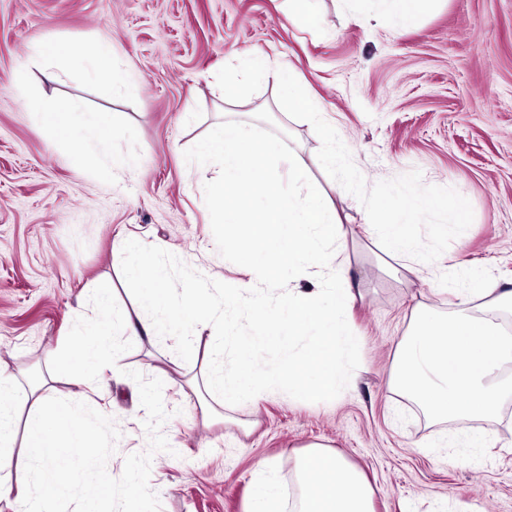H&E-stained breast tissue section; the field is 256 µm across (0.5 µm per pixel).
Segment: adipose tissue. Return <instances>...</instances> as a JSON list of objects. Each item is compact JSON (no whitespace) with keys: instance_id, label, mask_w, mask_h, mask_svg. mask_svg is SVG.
<instances>
[{"instance_id":"1","label":"adipose tissue","mask_w":512,"mask_h":512,"mask_svg":"<svg viewBox=\"0 0 512 512\" xmlns=\"http://www.w3.org/2000/svg\"><path fill=\"white\" fill-rule=\"evenodd\" d=\"M53 128L78 131L83 139L103 136L112 126L106 112H84L72 101L48 106ZM471 291L459 296V309L448 323L422 312L403 342L391 385L411 393L436 417L461 422L490 413L494 387L501 369L512 363V332L494 319L500 306L512 305V290L488 288L481 276L463 272ZM483 297L487 305L474 315L471 304ZM16 377L0 365V499L11 498L21 512H52L56 499L69 495L81 483L96 478L118 487L133 503L142 493L136 473L127 466L101 470L97 447L74 427L75 414L66 405L35 399L26 420V458L41 489L33 495L26 482H11L17 463L13 457L14 409L9 399H21ZM82 449L74 459L73 449ZM249 512H281L282 490L270 462H258ZM299 492L292 512H372L366 481L340 455L319 449L303 453L298 461Z\"/></svg>"}]
</instances>
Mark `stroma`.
<instances>
[{"label":"stroma","instance_id":"35a3bbf8","mask_svg":"<svg viewBox=\"0 0 512 512\" xmlns=\"http://www.w3.org/2000/svg\"><path fill=\"white\" fill-rule=\"evenodd\" d=\"M365 9L361 0H319L320 24L306 29L289 20L288 0H0V364L80 410L107 466L148 448L128 371L162 379L171 449L154 454L149 478L161 512H247L261 459L295 497L297 459L311 445L365 475L375 512H512V364L498 380L497 414L470 424L485 440L470 462L453 441L457 424L429 419L389 387L415 308L443 321L456 311L450 269L512 283V0H432L410 29ZM101 44L128 72L126 88L87 73V54ZM46 45L60 55L34 65ZM247 51L295 67L367 184L420 170L424 184L469 200L471 226L436 262L386 272L383 261L400 259L316 164L321 142L280 108L276 84L225 99L216 74ZM59 99L111 113V130L91 145L75 133L51 137L32 103ZM225 121L275 129L341 218L360 339L348 387L328 402L276 391L224 404L205 389L207 344L186 362L170 337L122 354L125 372L107 377L105 398L52 374L75 318L93 316L99 281H111L121 310L136 307L117 237L164 248L211 279L254 280L219 255L197 190L218 166L184 157Z\"/></svg>","mask_w":512,"mask_h":512}]
</instances>
